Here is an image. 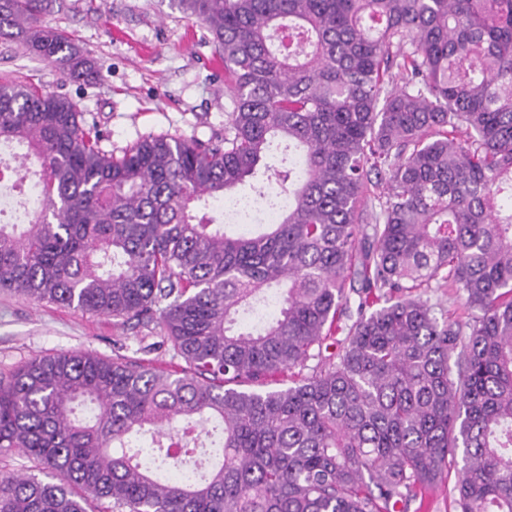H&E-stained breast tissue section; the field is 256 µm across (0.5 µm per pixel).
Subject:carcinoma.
I'll list each match as a JSON object with an SVG mask.
<instances>
[{"mask_svg": "<svg viewBox=\"0 0 512 512\" xmlns=\"http://www.w3.org/2000/svg\"><path fill=\"white\" fill-rule=\"evenodd\" d=\"M55 3L0 0V40L92 80ZM178 3L224 61L222 137L117 156L69 98L0 82V143L38 170L0 291L184 361L0 372V461L29 462L0 512H409L451 474L454 512H512V0ZM261 172L279 222L227 234L204 209ZM447 287L466 321L423 298Z\"/></svg>", "mask_w": 512, "mask_h": 512, "instance_id": "1", "label": "carcinoma"}]
</instances>
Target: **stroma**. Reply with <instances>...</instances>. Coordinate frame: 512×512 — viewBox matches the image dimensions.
I'll list each match as a JSON object with an SVG mask.
<instances>
[{
  "instance_id": "stroma-1",
  "label": "stroma",
  "mask_w": 512,
  "mask_h": 512,
  "mask_svg": "<svg viewBox=\"0 0 512 512\" xmlns=\"http://www.w3.org/2000/svg\"><path fill=\"white\" fill-rule=\"evenodd\" d=\"M48 21L94 59L95 80H69L10 41H0V77L17 75L76 102L96 122L104 150L118 153L149 135L223 136L232 101L214 47L171 0H57ZM157 340L149 327L0 291V370L84 348L171 365V351Z\"/></svg>"
}]
</instances>
